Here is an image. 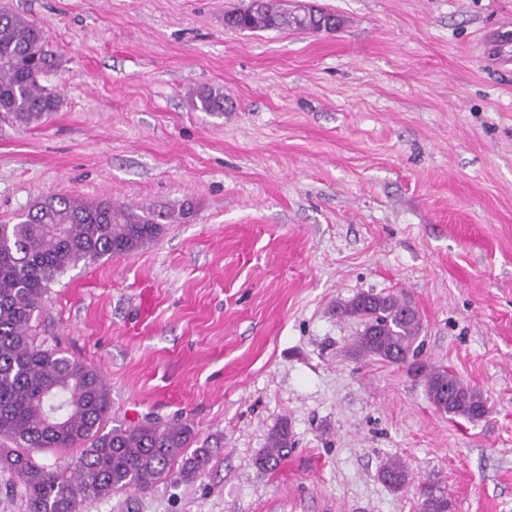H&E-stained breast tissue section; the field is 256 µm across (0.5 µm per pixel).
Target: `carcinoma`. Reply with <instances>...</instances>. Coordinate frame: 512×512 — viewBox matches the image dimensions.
Wrapping results in <instances>:
<instances>
[{
	"mask_svg": "<svg viewBox=\"0 0 512 512\" xmlns=\"http://www.w3.org/2000/svg\"><path fill=\"white\" fill-rule=\"evenodd\" d=\"M336 15L314 6L291 11L275 0H250L224 13V27L234 31L285 28L313 33L336 30ZM57 59L32 21L0 8V113L29 125L59 106L58 95L46 91L40 78ZM194 108L214 115L226 110L224 93L201 87L191 95ZM179 212L151 207H122L108 198L84 201L49 194L36 201L16 224H0V437L15 444L0 452V465L14 473L24 488L26 512H78L89 498L107 496L126 486L148 489L170 475L181 459L177 478L196 479L207 467L206 445L191 454L186 425L138 424L106 430L111 409L101 372L60 350L34 343L32 321L51 284L69 270L107 257L118 259L154 242L164 225L187 218ZM340 312L364 324L357 349L389 363L404 365L416 358L421 319L405 299L360 293ZM432 405L451 418L474 422L489 407L480 392L446 370L421 367ZM290 443L288 424L270 436V450L257 459L262 469L278 465ZM78 449L72 469L52 470L37 463L36 450ZM382 481L400 489L411 481L404 465L391 461ZM420 512H452L448 495L433 484L420 488Z\"/></svg>",
	"mask_w": 512,
	"mask_h": 512,
	"instance_id": "1",
	"label": "carcinoma"
}]
</instances>
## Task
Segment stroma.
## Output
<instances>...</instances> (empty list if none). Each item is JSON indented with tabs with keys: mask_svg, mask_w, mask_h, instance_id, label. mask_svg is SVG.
<instances>
[{
	"mask_svg": "<svg viewBox=\"0 0 512 512\" xmlns=\"http://www.w3.org/2000/svg\"><path fill=\"white\" fill-rule=\"evenodd\" d=\"M248 0H0L42 27L57 111L0 115V224L47 194L179 209L137 253L77 267L32 322L101 369L107 427L184 423L206 471L80 512H512V0H306L334 31H230ZM223 91L222 116L192 92ZM371 291L408 299L419 360L477 389L470 423L360 356ZM288 423L275 470L255 461ZM403 463L394 490L379 471ZM420 512H452L448 495L433 484H424L419 491Z\"/></svg>",
	"mask_w": 512,
	"mask_h": 512,
	"instance_id": "stroma-1",
	"label": "stroma"
}]
</instances>
